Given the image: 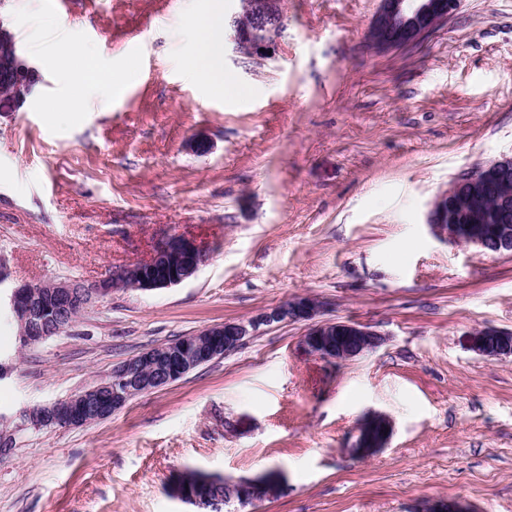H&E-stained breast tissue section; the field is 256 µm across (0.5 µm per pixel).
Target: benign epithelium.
I'll use <instances>...</instances> for the list:
<instances>
[{"instance_id":"benign-epithelium-1","label":"benign epithelium","mask_w":512,"mask_h":512,"mask_svg":"<svg viewBox=\"0 0 512 512\" xmlns=\"http://www.w3.org/2000/svg\"><path fill=\"white\" fill-rule=\"evenodd\" d=\"M460 0H378L367 39L379 52L415 47L448 23ZM237 53L248 59L262 58L275 51L281 36V0H243L241 11L231 20ZM6 44L4 65L10 77V92L0 93V109L15 108L25 102L37 70L19 54L12 34L0 25V44ZM512 184V157L480 164L453 181L436 198L428 215L432 233L446 241L475 245L485 252L512 254V198L500 194ZM206 255L195 241L176 235L153 249L150 256L133 265L119 267L99 280H48L35 286L28 282L7 287L0 296V308L9 309L19 321V341L25 346L43 342L67 331L75 312L122 288L152 290L177 285L193 276ZM43 289L57 304V314L46 324L37 320ZM322 303L311 296L287 301L246 322L227 321L207 327L197 334L182 336L143 351L112 367L93 385L68 397L23 410L24 428L81 427L105 420L132 399L168 386L196 368L237 350L255 335L261 325L286 321H308L304 335L308 349L324 360L348 361L378 349L385 338L370 326L349 320H319ZM471 348L486 357L512 356V331L483 329L471 336ZM102 387L112 388V400L98 403L93 395ZM391 431L382 415L363 419L356 447H381Z\"/></svg>"}]
</instances>
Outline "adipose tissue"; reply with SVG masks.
<instances>
[{"mask_svg": "<svg viewBox=\"0 0 512 512\" xmlns=\"http://www.w3.org/2000/svg\"><path fill=\"white\" fill-rule=\"evenodd\" d=\"M191 29L197 47L196 56L186 59L184 68L193 78L200 79L210 89L227 90L224 67L219 60V52L224 35V16L220 0H215L211 11L196 18Z\"/></svg>", "mask_w": 512, "mask_h": 512, "instance_id": "adipose-tissue-1", "label": "adipose tissue"}]
</instances>
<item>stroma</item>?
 <instances>
[{"instance_id": "1", "label": "stroma", "mask_w": 512, "mask_h": 512, "mask_svg": "<svg viewBox=\"0 0 512 512\" xmlns=\"http://www.w3.org/2000/svg\"><path fill=\"white\" fill-rule=\"evenodd\" d=\"M0 0L41 80L0 112V258L16 281H92L181 234L195 275L119 289L65 333L21 348L0 316V413L66 397L152 346L297 297L384 344L331 365L304 322L78 428L21 431L0 456V512H197L170 494L187 469L279 474L275 497L228 512H512V358L470 335L512 330V255L436 238L434 200L512 155V0H461L419 48L379 52L378 0H284L274 53L221 49L231 97L187 75L186 23L208 0ZM121 95L51 68L54 17ZM78 112H47L61 96ZM392 422L362 456L359 424Z\"/></svg>"}]
</instances>
